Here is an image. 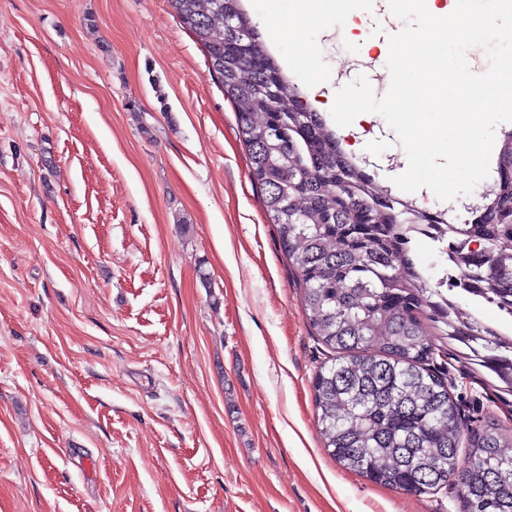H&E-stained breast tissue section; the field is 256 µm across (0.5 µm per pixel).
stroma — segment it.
Segmentation results:
<instances>
[{"label":"stroma","mask_w":512,"mask_h":512,"mask_svg":"<svg viewBox=\"0 0 512 512\" xmlns=\"http://www.w3.org/2000/svg\"><path fill=\"white\" fill-rule=\"evenodd\" d=\"M359 45L322 55L352 81ZM324 360L169 0H0V512H460L327 455Z\"/></svg>","instance_id":"35a3bbf8"}]
</instances>
